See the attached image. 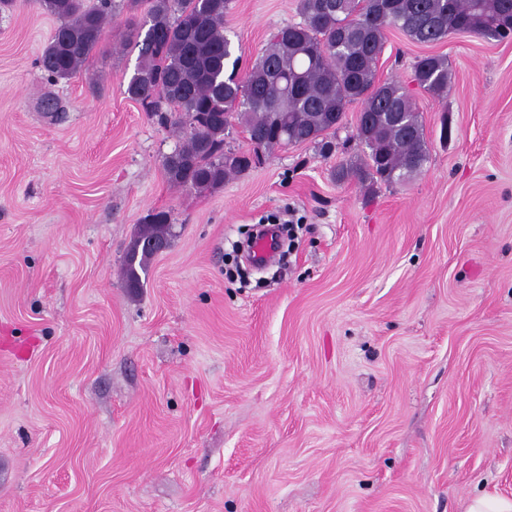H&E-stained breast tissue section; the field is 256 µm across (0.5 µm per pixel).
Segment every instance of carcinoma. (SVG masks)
Instances as JSON below:
<instances>
[{
  "label": "carcinoma",
  "instance_id": "carcinoma-1",
  "mask_svg": "<svg viewBox=\"0 0 512 512\" xmlns=\"http://www.w3.org/2000/svg\"><path fill=\"white\" fill-rule=\"evenodd\" d=\"M148 8L136 28L138 65L126 94L158 122L171 126L179 145L164 163L168 181L204 191L250 168L252 155L224 150V133L237 119L253 151L317 143L349 105L361 104L370 130L368 151L340 168L362 183L413 178L429 149L414 103L395 81H382L377 64L391 28L409 40L434 44L458 33L503 40L512 35V0H298L303 21L273 32L241 80L225 74L238 66L224 34L230 0H126ZM58 25L37 58L50 83L70 78L97 51L116 0H39ZM414 82L431 96L448 93V60L426 55L413 66ZM397 112L401 123L384 114ZM165 212L139 226L123 263L128 288H141L154 253L148 240L171 242Z\"/></svg>",
  "mask_w": 512,
  "mask_h": 512
}]
</instances>
